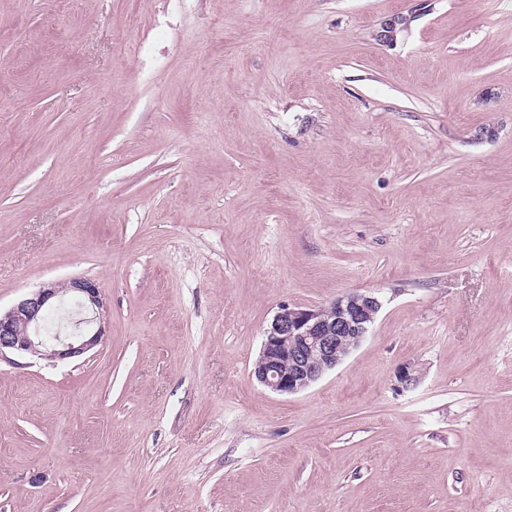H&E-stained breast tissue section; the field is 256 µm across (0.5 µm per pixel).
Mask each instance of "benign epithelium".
Listing matches in <instances>:
<instances>
[{"instance_id":"obj_1","label":"benign epithelium","mask_w":512,"mask_h":512,"mask_svg":"<svg viewBox=\"0 0 512 512\" xmlns=\"http://www.w3.org/2000/svg\"><path fill=\"white\" fill-rule=\"evenodd\" d=\"M66 296L86 315L84 325L70 335L42 336L46 313ZM381 307L374 294L352 291L327 307L281 308L265 332L255 378L280 395L308 389L360 346ZM101 321L103 301L97 283L84 277L68 279L65 288L48 283L0 312V359L36 358L53 365L80 357L101 343Z\"/></svg>"}]
</instances>
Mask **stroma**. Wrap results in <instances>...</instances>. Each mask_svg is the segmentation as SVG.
<instances>
[{"instance_id": "stroma-1", "label": "stroma", "mask_w": 512, "mask_h": 512, "mask_svg": "<svg viewBox=\"0 0 512 512\" xmlns=\"http://www.w3.org/2000/svg\"><path fill=\"white\" fill-rule=\"evenodd\" d=\"M77 276L101 343L0 361V512H512V0H0V308ZM381 307L373 293L352 291L327 307L281 308L265 332L255 378L280 395L308 389L360 346Z\"/></svg>"}]
</instances>
